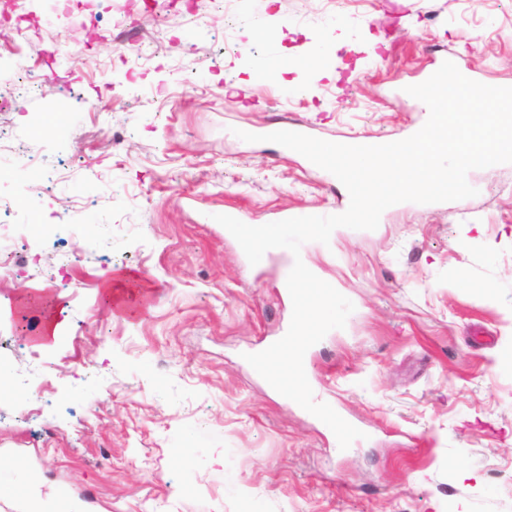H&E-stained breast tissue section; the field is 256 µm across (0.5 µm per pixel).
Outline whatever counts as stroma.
<instances>
[{
    "label": "stroma",
    "mask_w": 512,
    "mask_h": 512,
    "mask_svg": "<svg viewBox=\"0 0 512 512\" xmlns=\"http://www.w3.org/2000/svg\"><path fill=\"white\" fill-rule=\"evenodd\" d=\"M197 5L201 38L163 2L139 13L153 58L132 81L111 11L0 36V132L45 155L38 195H16L22 170L0 167L15 198L0 222L59 227L0 270V361L55 367L36 414L0 392V472L21 464L33 495L73 512H512V164L470 171L476 197L400 203L375 230L341 227L305 250L354 305L308 364L314 397L364 434L345 450L247 362L293 304L278 256L250 264L216 220L349 204L330 172L236 130L405 139L424 114L403 90L444 57L512 85V0ZM324 34L340 46L311 84L302 64ZM52 37L67 50L51 66ZM279 58L289 70L258 76ZM20 66L49 90L19 97ZM73 249L72 285L58 288ZM50 316L60 330L46 339Z\"/></svg>",
    "instance_id": "1"
}]
</instances>
